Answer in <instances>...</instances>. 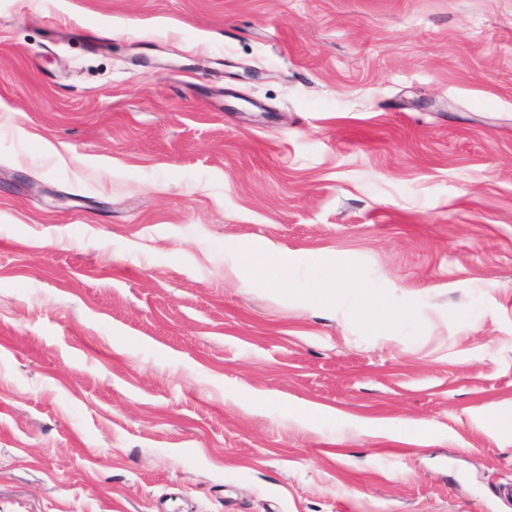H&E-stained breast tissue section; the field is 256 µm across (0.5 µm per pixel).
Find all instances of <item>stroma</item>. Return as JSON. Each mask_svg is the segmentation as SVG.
Returning <instances> with one entry per match:
<instances>
[{
  "mask_svg": "<svg viewBox=\"0 0 512 512\" xmlns=\"http://www.w3.org/2000/svg\"><path fill=\"white\" fill-rule=\"evenodd\" d=\"M491 412L512 0H0V512H512ZM244 259L251 272L259 278L280 281L286 273L281 251L272 243L263 245L255 253L247 254Z\"/></svg>",
  "mask_w": 512,
  "mask_h": 512,
  "instance_id": "obj_1",
  "label": "stroma"
}]
</instances>
